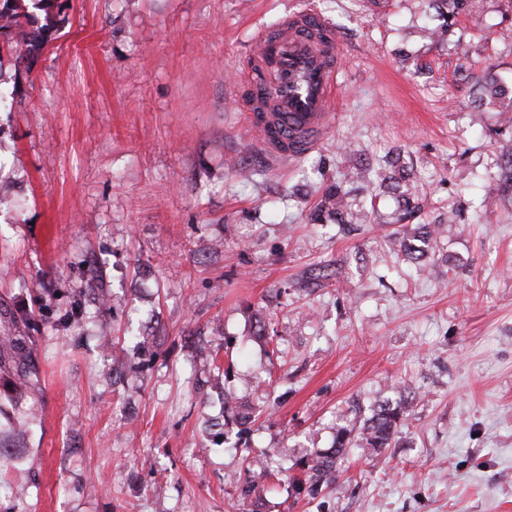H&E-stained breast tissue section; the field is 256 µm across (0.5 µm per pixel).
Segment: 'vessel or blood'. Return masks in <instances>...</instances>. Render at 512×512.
I'll return each instance as SVG.
<instances>
[{
    "label": "vessel or blood",
    "mask_w": 512,
    "mask_h": 512,
    "mask_svg": "<svg viewBox=\"0 0 512 512\" xmlns=\"http://www.w3.org/2000/svg\"><path fill=\"white\" fill-rule=\"evenodd\" d=\"M343 55L333 25L309 8L285 13L263 34L239 82L246 121L271 156L318 147L338 110Z\"/></svg>",
    "instance_id": "1"
}]
</instances>
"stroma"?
<instances>
[{
	"instance_id": "obj_1",
	"label": "stroma",
	"mask_w": 512,
	"mask_h": 512,
	"mask_svg": "<svg viewBox=\"0 0 512 512\" xmlns=\"http://www.w3.org/2000/svg\"><path fill=\"white\" fill-rule=\"evenodd\" d=\"M330 19L342 99L282 164L238 73L288 9ZM67 0L31 65L0 59V320L34 336L36 392L0 385V512H512V0ZM399 160L415 219L363 180ZM340 184L361 222L315 220ZM457 222L426 269L390 234ZM274 330L256 338L258 325ZM256 410L225 427L221 393ZM412 395L391 447L359 429ZM352 430L335 485L297 460ZM453 3V10L450 14L446 16L441 14L443 21L439 24H436L433 29L430 30L429 36L431 38H440L444 34L448 33L450 27L456 24L458 20V16L462 14L469 13L468 0H448Z\"/></svg>"
}]
</instances>
